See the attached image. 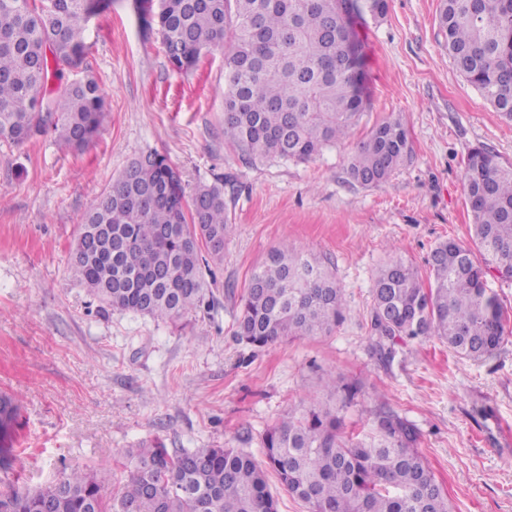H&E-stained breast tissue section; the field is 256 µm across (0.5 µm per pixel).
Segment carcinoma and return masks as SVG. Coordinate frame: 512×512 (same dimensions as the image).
Listing matches in <instances>:
<instances>
[{"mask_svg": "<svg viewBox=\"0 0 512 512\" xmlns=\"http://www.w3.org/2000/svg\"><path fill=\"white\" fill-rule=\"evenodd\" d=\"M97 0H0V140L19 146L52 133L85 147L106 112L90 78L47 89L85 55ZM439 26L456 70L512 119V0H441ZM146 27L157 26L178 70L224 51V141L240 158L310 161L347 137L369 104L355 20L383 17L387 0H134ZM412 153L397 117L375 126L350 157L347 173L378 185ZM465 188L472 213L469 247L443 241L424 284L392 251L374 285L372 329L389 341L437 338L461 358L494 355L505 341L500 302L486 288L497 268L512 277V163L487 148L470 151ZM230 231L221 184L186 202L179 170L159 153L132 160L88 202L68 269L102 309L176 320L201 305L207 283L202 250L224 259ZM343 290L324 259L286 243L273 249L241 296L237 339L263 348L330 332L342 319ZM329 401L288 411L262 436L264 460L238 448L171 453L156 441L129 452L126 484L107 495L90 472L15 487L0 512H277L268 471L308 512H450L418 450L420 434L386 404L370 433L344 437V412L358 386L329 371ZM18 417L0 395V470L13 469L4 442Z\"/></svg>", "mask_w": 512, "mask_h": 512, "instance_id": "cac0c4a2", "label": "carcinoma"}]
</instances>
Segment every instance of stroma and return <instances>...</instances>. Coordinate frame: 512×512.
Returning <instances> with one entry per match:
<instances>
[{
	"instance_id": "obj_1",
	"label": "stroma",
	"mask_w": 512,
	"mask_h": 512,
	"mask_svg": "<svg viewBox=\"0 0 512 512\" xmlns=\"http://www.w3.org/2000/svg\"><path fill=\"white\" fill-rule=\"evenodd\" d=\"M388 4L383 18L356 23L370 104L350 136L308 162L246 164L224 141L223 51L179 72L132 0H103L82 66L49 81L98 80L107 112L97 137L80 151L49 136L0 142V393L19 400L20 450L0 473V496L74 467L118 491L129 451L156 440L173 452L233 446L262 459L264 431L300 401L324 397L322 376L333 370L362 387L347 432L367 433L386 401L419 429L452 512H512V335L479 361L435 338L395 342L384 360L375 352L373 285L388 247L430 282L439 242H471L468 153L484 146L512 162V120L456 70L440 0ZM391 115L408 131L411 157L379 185L350 181L357 144ZM152 151L177 166L187 193L224 181L232 224L203 304L174 322L100 311L67 271L89 200ZM284 242L325 258L344 293L343 319L323 336L240 344V297Z\"/></svg>"
}]
</instances>
